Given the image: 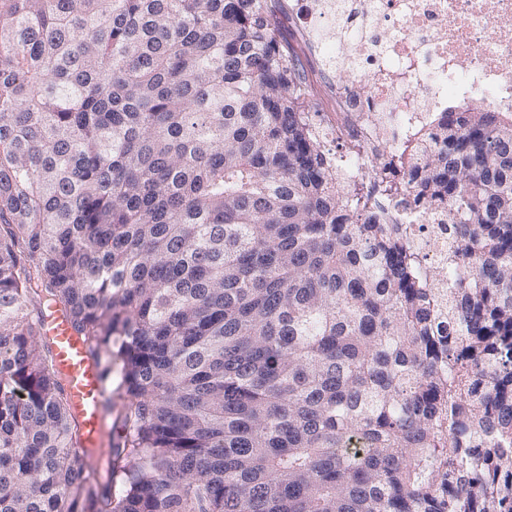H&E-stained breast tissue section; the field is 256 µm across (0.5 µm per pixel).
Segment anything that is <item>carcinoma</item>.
<instances>
[{
	"label": "carcinoma",
	"mask_w": 512,
	"mask_h": 512,
	"mask_svg": "<svg viewBox=\"0 0 512 512\" xmlns=\"http://www.w3.org/2000/svg\"><path fill=\"white\" fill-rule=\"evenodd\" d=\"M263 2L0 0V512H512V121L343 183ZM53 313L121 364L95 464ZM448 217L441 210L429 211L422 218V224H409L410 231L426 233L424 265L422 273L431 282L433 288L448 287Z\"/></svg>",
	"instance_id": "1"
}]
</instances>
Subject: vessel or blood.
Here are the masks:
<instances>
[{
  "label": "vessel or blood",
  "instance_id": "1",
  "mask_svg": "<svg viewBox=\"0 0 512 512\" xmlns=\"http://www.w3.org/2000/svg\"><path fill=\"white\" fill-rule=\"evenodd\" d=\"M46 329L71 392L76 413L84 424L87 444L92 448L103 447L107 427L101 409L103 386L99 369L86 356L81 342L73 336L62 315L51 316Z\"/></svg>",
  "mask_w": 512,
  "mask_h": 512
}]
</instances>
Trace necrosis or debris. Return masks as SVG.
Masks as SVG:
<instances>
[{"mask_svg":"<svg viewBox=\"0 0 512 512\" xmlns=\"http://www.w3.org/2000/svg\"><path fill=\"white\" fill-rule=\"evenodd\" d=\"M288 31L330 109L323 138L348 147L342 177L394 151L420 168L414 146L449 106L512 113V0H290ZM413 230L426 236L423 275L446 287L445 215Z\"/></svg>","mask_w":512,"mask_h":512,"instance_id":"obj_1","label":"necrosis or debris"}]
</instances>
